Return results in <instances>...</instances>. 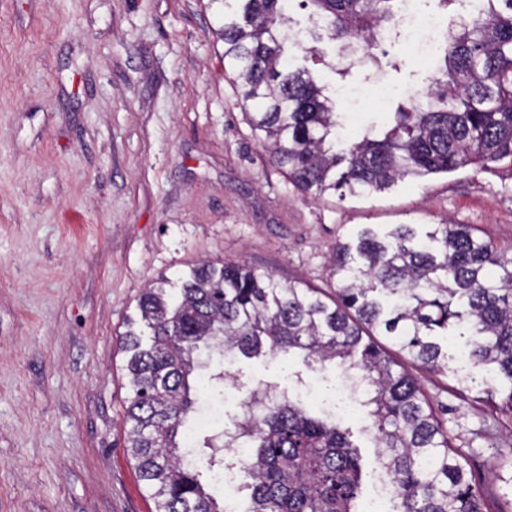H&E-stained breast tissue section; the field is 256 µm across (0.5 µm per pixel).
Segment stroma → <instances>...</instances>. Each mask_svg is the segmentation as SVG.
<instances>
[{
  "label": "stroma",
  "mask_w": 512,
  "mask_h": 512,
  "mask_svg": "<svg viewBox=\"0 0 512 512\" xmlns=\"http://www.w3.org/2000/svg\"><path fill=\"white\" fill-rule=\"evenodd\" d=\"M291 33L325 51L328 86L425 88L404 45L380 66L336 71L327 30L298 0ZM209 0H0V512H154L124 449L129 397L117 338L143 288L203 261L238 262L332 299L337 241L366 227L470 224L512 257V171L472 166L368 196L314 198L274 168L224 75ZM411 366L468 455L478 486L506 502L496 451L512 448L507 386L461 362ZM296 357L241 358L221 413L251 386H287ZM364 409L344 423L375 495V440Z\"/></svg>",
  "instance_id": "1"
}]
</instances>
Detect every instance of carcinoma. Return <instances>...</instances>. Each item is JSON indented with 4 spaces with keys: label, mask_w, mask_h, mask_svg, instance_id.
<instances>
[{
    "label": "carcinoma",
    "mask_w": 512,
    "mask_h": 512,
    "mask_svg": "<svg viewBox=\"0 0 512 512\" xmlns=\"http://www.w3.org/2000/svg\"><path fill=\"white\" fill-rule=\"evenodd\" d=\"M219 4L224 70L272 165L316 197L380 192L398 180L466 166L512 170V0H485L478 15L448 34L444 66L433 69L425 101L398 103L383 128L341 151L331 141L339 115L312 70L288 56L291 44L317 65L322 52L288 36L289 0ZM400 0H301L345 51L370 44L399 13ZM341 285L332 303L301 283L282 285L236 262L202 263L162 278L137 299V316L118 339L131 391L126 452L156 512H224L209 491L215 469L249 478L243 512H362V465L353 433L328 411L273 398L237 423L246 462L217 451L219 434L195 439L202 465L185 460L179 437L198 399L190 377L199 351L231 357L296 354L307 369L327 362L354 371L367 387L378 459L397 485L393 512H489L468 478L463 451L420 392L414 376L363 337L379 333L413 364L441 370L433 339L453 320L469 333V358L507 383L512 413V258L469 224L421 233L397 224L366 228L356 245L334 247Z\"/></svg>",
    "instance_id": "obj_1"
}]
</instances>
